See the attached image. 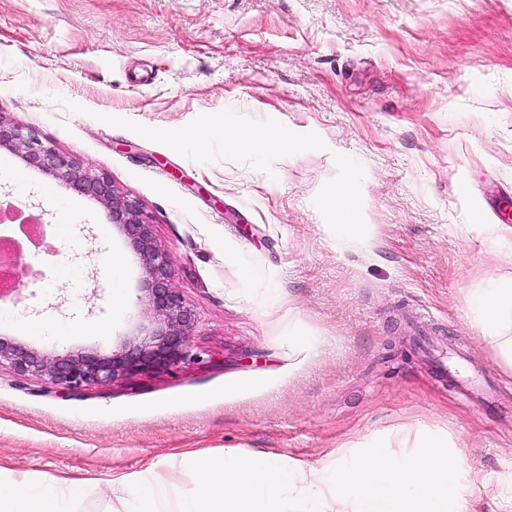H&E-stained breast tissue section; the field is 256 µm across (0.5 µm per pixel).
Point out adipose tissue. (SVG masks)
<instances>
[{
    "mask_svg": "<svg viewBox=\"0 0 512 512\" xmlns=\"http://www.w3.org/2000/svg\"><path fill=\"white\" fill-rule=\"evenodd\" d=\"M471 311L497 357L512 372V278L491 288L473 289ZM78 492L77 486L65 481L50 491L34 478L0 477V512H63V501Z\"/></svg>",
    "mask_w": 512,
    "mask_h": 512,
    "instance_id": "adipose-tissue-1",
    "label": "adipose tissue"
}]
</instances>
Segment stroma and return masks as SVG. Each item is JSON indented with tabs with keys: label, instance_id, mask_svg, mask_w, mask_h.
Masks as SVG:
<instances>
[{
	"label": "stroma",
	"instance_id": "obj_1",
	"mask_svg": "<svg viewBox=\"0 0 512 512\" xmlns=\"http://www.w3.org/2000/svg\"><path fill=\"white\" fill-rule=\"evenodd\" d=\"M0 111L140 204L196 314L193 358L168 372L64 396L1 369L0 472L119 512L115 475L191 494L187 452L316 467L440 431L481 475L480 512H501L512 373L469 297L512 277L484 202L512 196V0H0ZM342 185L360 234L336 227ZM0 206L47 229L0 336L108 354L149 324L95 197L1 149ZM440 359L479 375L471 403Z\"/></svg>",
	"mask_w": 512,
	"mask_h": 512
}]
</instances>
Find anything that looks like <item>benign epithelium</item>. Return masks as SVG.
I'll return each mask as SVG.
<instances>
[{
    "instance_id": "benign-epithelium-1",
    "label": "benign epithelium",
    "mask_w": 512,
    "mask_h": 512,
    "mask_svg": "<svg viewBox=\"0 0 512 512\" xmlns=\"http://www.w3.org/2000/svg\"><path fill=\"white\" fill-rule=\"evenodd\" d=\"M0 148L17 153L28 165L70 184L76 191L99 199L112 223L119 226L144 270L142 292L152 314V325L126 338L109 355L50 354L0 337V367L22 376L48 381L63 390L109 384L117 379L164 372L189 359V338L196 315L172 286L174 271L159 249L153 225L140 205L124 195L111 180L78 159L57 152L0 113Z\"/></svg>"
}]
</instances>
